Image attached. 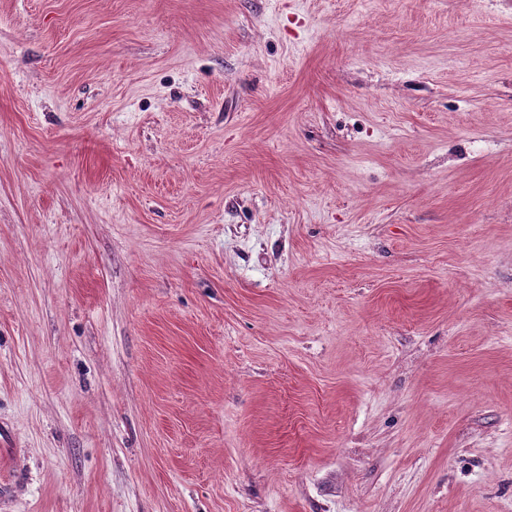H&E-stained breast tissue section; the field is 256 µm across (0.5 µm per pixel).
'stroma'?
I'll list each match as a JSON object with an SVG mask.
<instances>
[{"instance_id":"1","label":"stroma","mask_w":512,"mask_h":512,"mask_svg":"<svg viewBox=\"0 0 512 512\" xmlns=\"http://www.w3.org/2000/svg\"><path fill=\"white\" fill-rule=\"evenodd\" d=\"M0 512H512V0H0Z\"/></svg>"}]
</instances>
